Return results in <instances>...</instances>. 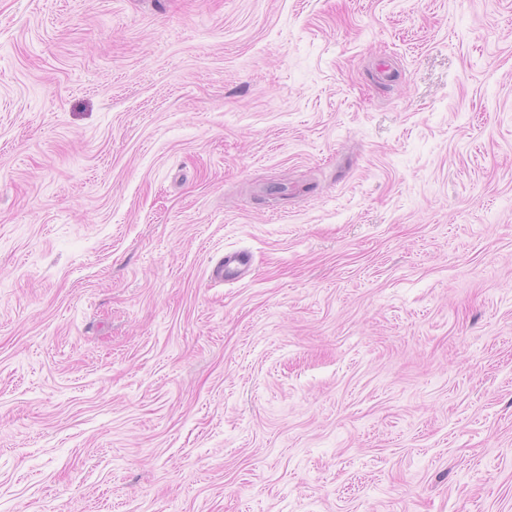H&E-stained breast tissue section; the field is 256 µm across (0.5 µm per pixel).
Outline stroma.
<instances>
[{
	"instance_id": "35a3bbf8",
	"label": "stroma",
	"mask_w": 512,
	"mask_h": 512,
	"mask_svg": "<svg viewBox=\"0 0 512 512\" xmlns=\"http://www.w3.org/2000/svg\"><path fill=\"white\" fill-rule=\"evenodd\" d=\"M0 512H512V0H0Z\"/></svg>"
}]
</instances>
